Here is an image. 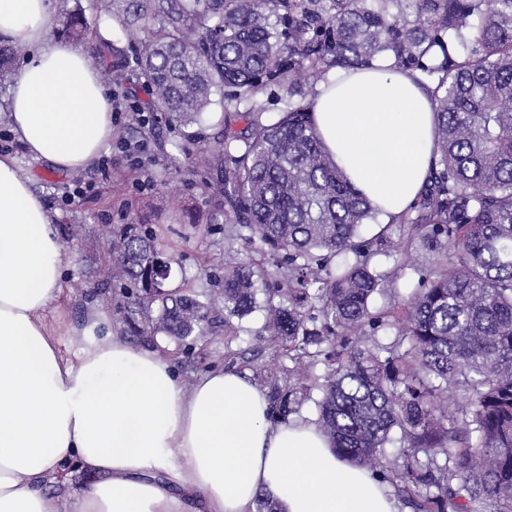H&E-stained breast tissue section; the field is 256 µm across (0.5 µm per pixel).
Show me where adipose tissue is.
<instances>
[{
  "label": "adipose tissue",
  "instance_id": "adipose-tissue-1",
  "mask_svg": "<svg viewBox=\"0 0 512 512\" xmlns=\"http://www.w3.org/2000/svg\"><path fill=\"white\" fill-rule=\"evenodd\" d=\"M58 0H0V38L34 46L7 118L22 150L60 171L88 168L112 139V95L87 55L49 41ZM394 60L320 82L313 117L347 179L391 221L435 156V104ZM69 259L41 197L0 155V512H62L46 484L88 477L80 512H397L372 473L339 460L317 424L273 423L262 389L217 369L183 379L153 351L96 335L99 312L61 351L45 313Z\"/></svg>",
  "mask_w": 512,
  "mask_h": 512
}]
</instances>
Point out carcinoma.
<instances>
[{
    "label": "carcinoma",
    "mask_w": 512,
    "mask_h": 512,
    "mask_svg": "<svg viewBox=\"0 0 512 512\" xmlns=\"http://www.w3.org/2000/svg\"><path fill=\"white\" fill-rule=\"evenodd\" d=\"M97 11L156 23L133 60L147 108L192 123L224 88V132L206 147L225 218L270 246L275 269L224 263V324L266 296L269 341L303 377L272 388V419L311 400L336 455L385 478L413 512H512V0H96ZM397 7L392 12L391 7ZM426 16L417 26L408 10ZM70 38L89 28L74 13ZM0 45V87L11 58ZM390 55L432 79L438 159L414 200L370 239L376 218L327 153L313 103L288 100L262 120L269 85L298 92L336 69ZM437 258L403 307L374 312L385 276L372 254L394 246ZM177 258L150 230L119 232L116 265L131 287L128 324L163 358L212 333L214 298L172 289ZM396 329L389 345L347 348L349 333ZM456 387L462 404L438 420ZM406 447L392 456L394 432ZM444 466L433 468L434 459Z\"/></svg>",
    "instance_id": "carcinoma-1"
}]
</instances>
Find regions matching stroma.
<instances>
[{"label":"stroma","instance_id":"stroma-1","mask_svg":"<svg viewBox=\"0 0 512 512\" xmlns=\"http://www.w3.org/2000/svg\"><path fill=\"white\" fill-rule=\"evenodd\" d=\"M62 7L51 28L52 39L65 36V24L75 8L94 33H106L112 44L113 64L122 68V83H109L113 97L112 125L128 128V135L112 140L101 156L107 169L91 166L73 173H59L48 163L34 160L17 145L8 124L9 92L0 89V143L7 146L24 169L35 191L52 214L59 239L71 257L59 300L62 318L55 328L62 335L63 353L72 354L82 345L81 338L67 335L69 324L85 319L90 308H98L128 345L144 348L141 337L130 330L124 317L123 284L112 258V233L126 224L138 222L150 227L159 246L177 253L171 286L183 289H214L215 274L221 273L225 260L242 256L245 251L260 253L261 244L247 245L233 224L218 216V202L207 188L210 174L200 156L220 131L218 117L223 91H216L212 103L200 120L187 126L166 125L152 130L135 119L132 107H145L147 94L133 74L130 61L134 50L122 22L99 16L94 0H61ZM80 185L83 196L66 203L67 187ZM434 260L424 250L371 256L369 265L388 275L382 294L373 299V308L406 302L418 280V273ZM267 312L257 308L237 320L236 336L226 339L216 333L208 339L206 350L189 357L173 359V366L187 375H201L216 367H230L261 389L283 383L289 362L268 344Z\"/></svg>","mask_w":512,"mask_h":512}]
</instances>
